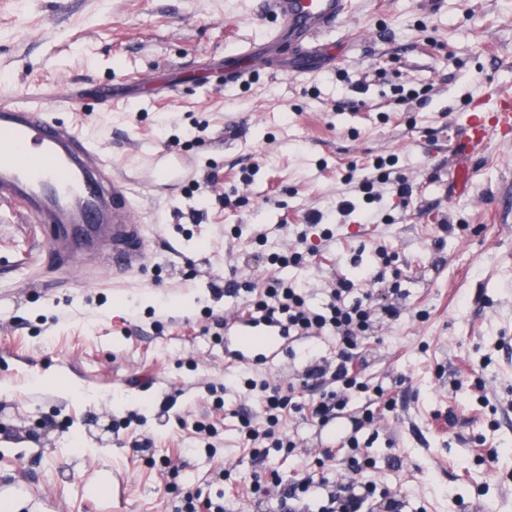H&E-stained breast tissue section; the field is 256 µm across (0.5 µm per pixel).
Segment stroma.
Returning a JSON list of instances; mask_svg holds the SVG:
<instances>
[{
    "mask_svg": "<svg viewBox=\"0 0 512 512\" xmlns=\"http://www.w3.org/2000/svg\"><path fill=\"white\" fill-rule=\"evenodd\" d=\"M266 29L262 0H0V92L69 97L65 120L141 184L159 147L196 170L141 195L138 218L166 227L145 269L88 287L36 270L39 228L0 206V489L27 493L21 512H175L197 493L278 512L307 477L311 512L367 483L374 512H512V137L492 139L468 188L450 171L471 104L512 94V0H354L316 75L224 85V62ZM379 157L392 166L373 170ZM368 172L378 224L362 218ZM297 250L301 265L268 263ZM233 276L294 280L313 308L352 281L374 309L353 363L384 399L312 418L333 388L329 337L291 342L272 367L225 364L224 320L254 298L222 293ZM44 374L54 386H35ZM248 379L291 396L280 433L294 449L246 442L243 419L264 418ZM134 412L144 426H128Z\"/></svg>",
    "mask_w": 512,
    "mask_h": 512,
    "instance_id": "35a3bbf8",
    "label": "stroma"
}]
</instances>
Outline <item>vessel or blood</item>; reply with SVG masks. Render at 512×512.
Masks as SVG:
<instances>
[{"label": "vessel or blood", "instance_id": "b4317fda", "mask_svg": "<svg viewBox=\"0 0 512 512\" xmlns=\"http://www.w3.org/2000/svg\"><path fill=\"white\" fill-rule=\"evenodd\" d=\"M352 0H263L268 32L238 50L239 63L224 81L240 84L262 73L303 77L330 57V35L350 14ZM512 134V100L492 116L466 113L454 166L468 185L492 133ZM136 179L113 170L94 141L29 97L0 100V204L39 225L56 272L113 273L143 267L147 227L136 218ZM288 348V327L276 316L243 311L224 324V350L234 365L273 364Z\"/></svg>", "mask_w": 512, "mask_h": 512}]
</instances>
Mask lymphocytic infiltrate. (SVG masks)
Wrapping results in <instances>:
<instances>
[{
    "mask_svg": "<svg viewBox=\"0 0 512 512\" xmlns=\"http://www.w3.org/2000/svg\"><path fill=\"white\" fill-rule=\"evenodd\" d=\"M351 282L340 281L323 311H311L296 286L279 278H269L262 284L252 305L259 311L279 316L290 331L309 333L326 332L338 344L337 364L333 373L338 387L321 395L313 406L312 414L319 422H327L338 410L344 409L352 393L375 392L383 396V388L369 389L360 381L352 365L354 350L361 336L369 329L371 311L362 300L352 298Z\"/></svg>",
    "mask_w": 512,
    "mask_h": 512,
    "instance_id": "f902f5d3",
    "label": "lymphocytic infiltrate"
}]
</instances>
